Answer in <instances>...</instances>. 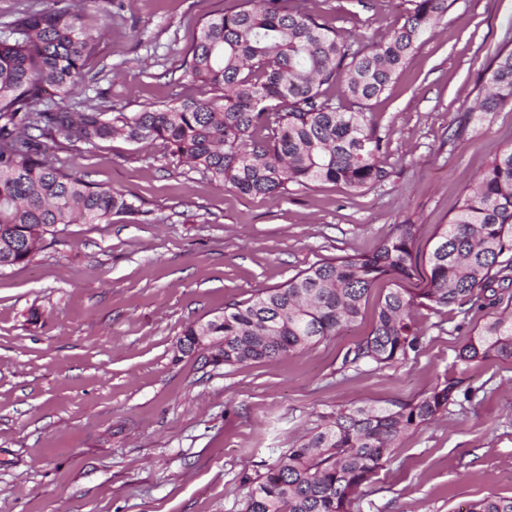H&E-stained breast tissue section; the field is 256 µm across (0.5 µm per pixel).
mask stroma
<instances>
[{"instance_id": "obj_1", "label": "stroma", "mask_w": 512, "mask_h": 512, "mask_svg": "<svg viewBox=\"0 0 512 512\" xmlns=\"http://www.w3.org/2000/svg\"><path fill=\"white\" fill-rule=\"evenodd\" d=\"M240 0H112L88 65L87 96L134 112L174 95L201 98L181 64L197 22ZM347 34H385L400 0H308ZM512 33V0H457L404 75L369 106L388 142L390 177L353 194L322 183L285 198L245 195L171 163L161 142L117 136L59 151L88 181L118 189L136 218L57 226L31 262L0 272V512H240L243 475L261 470L315 413L411 401L457 375L460 346L512 287L468 315L423 311L426 337L403 365L341 374L380 300L315 348L229 369L183 355V328L282 284L322 258L374 251L394 225H418L420 261L404 285L426 287L428 252L466 187L512 145V107L455 137L487 79L488 53ZM477 393L405 435L352 512H464L512 497V363L473 367Z\"/></svg>"}]
</instances>
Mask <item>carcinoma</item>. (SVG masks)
I'll return each instance as SVG.
<instances>
[{"instance_id": "obj_1", "label": "carcinoma", "mask_w": 512, "mask_h": 512, "mask_svg": "<svg viewBox=\"0 0 512 512\" xmlns=\"http://www.w3.org/2000/svg\"><path fill=\"white\" fill-rule=\"evenodd\" d=\"M109 0L32 2L0 30V271L25 264L58 224H107L133 217L123 192L84 179L48 152L94 145L119 135L157 140L168 157L242 194L284 197L321 182L361 194L384 184L387 142L367 115L402 76L410 59L456 0H403L404 22L387 35L345 34L333 22L288 0H244L199 21L183 76L208 88L203 99H177L137 112L77 98L86 66L100 50L102 25L90 23ZM477 111L512 106V37L494 48ZM353 102L346 110L327 90ZM56 92L65 110L47 102ZM418 225L396 224L370 254L319 260L283 284L224 305V312L185 327L182 337L224 341L204 363L227 368L307 351L357 320L382 277L412 276ZM427 286L391 288L370 333L348 347L339 371L399 366L423 348L414 311L454 307L466 316L492 284L512 285V145L499 149L439 225L428 256ZM512 361V312L487 321L459 349V376L446 377L409 402L314 414L306 433L264 471L244 476V512H351L361 488L393 459L397 442L459 400L471 367ZM467 512H512L494 495Z\"/></svg>"}]
</instances>
